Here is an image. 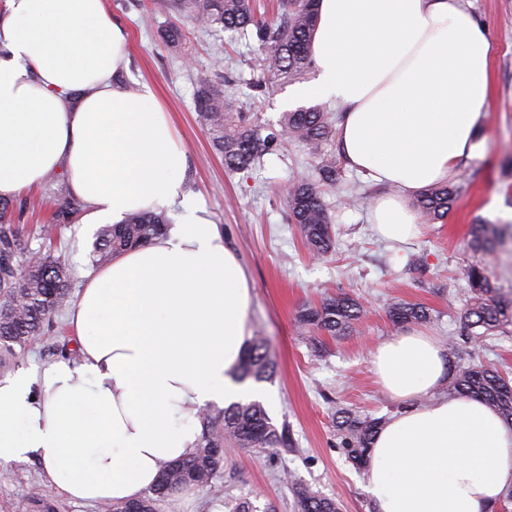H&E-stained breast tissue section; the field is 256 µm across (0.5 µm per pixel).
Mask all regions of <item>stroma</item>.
<instances>
[{
  "label": "stroma",
  "mask_w": 512,
  "mask_h": 512,
  "mask_svg": "<svg viewBox=\"0 0 512 512\" xmlns=\"http://www.w3.org/2000/svg\"><path fill=\"white\" fill-rule=\"evenodd\" d=\"M494 43V89L484 107L481 130L484 152L461 163L454 180L460 195L448 217L420 224L419 235L405 244L381 239L369 222L372 200L382 189L353 169L336 185L324 187L322 199L336 231V248L326 258L309 257L298 230L288 220L285 194L291 181L311 172L315 163L296 142L264 156L252 169L230 173L198 121L195 96L199 78L224 76L242 109L257 113L264 127L277 128L288 97L302 81L276 85L258 97L253 68L259 56L254 37L220 28L204 32L185 18L159 11L154 0H108L115 19L129 36V59L122 80L127 85L152 83L170 112L186 147L184 183L218 224L224 243L239 257L252 292L250 322L255 334L268 339L277 372L265 387L274 396L265 409L275 426H287L295 441L290 452L235 450L224 456V470L214 488L194 492L193 512H225V496L249 500L255 512L275 506L293 512L292 484L336 499L342 512H372L365 491V472L355 468L338 449L334 411L347 406L359 413L391 417L398 400L379 385L372 354L384 341L400 334L385 314L398 302L427 306L431 318L423 331L446 339L460 335V316L468 299L462 272L475 256L467 241L471 225H512V0H461ZM184 31L181 45L163 42L171 22ZM48 184L14 198L13 219L29 232V251L60 257L69 270L73 291L83 288L93 272L89 254L95 233L77 222L57 226L52 240L33 234L38 203ZM336 292L359 298L367 309L356 333L325 338L321 353L294 326L296 311ZM67 310L56 312L45 336L17 360L16 369L36 371L60 359V348L71 340ZM44 468L38 458L14 465L0 480V512H100L55 493L32 499L43 487Z\"/></svg>",
  "instance_id": "stroma-1"
}]
</instances>
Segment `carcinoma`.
I'll list each match as a JSON object with an SVG mask.
<instances>
[{
    "mask_svg": "<svg viewBox=\"0 0 512 512\" xmlns=\"http://www.w3.org/2000/svg\"><path fill=\"white\" fill-rule=\"evenodd\" d=\"M319 0H279L276 16L257 14L254 0H157L162 10L185 13L202 29L220 26L247 33L255 30L263 57L255 64L261 76L259 92L278 82L294 81L314 65L311 42ZM200 121L210 131L215 149L229 172L249 169L261 157L279 151L295 140L315 155L311 174L299 176L288 189L286 207L291 223L298 227L311 256L320 258L335 248L330 217L321 199L320 187L338 182L344 169L332 151L323 146L333 135L331 118L319 107H301L284 112L280 130L266 132L249 112H235L224 95V84L203 78L196 93ZM54 185L52 220L65 223L83 211L84 204L69 193L65 175L52 172ZM460 187L433 185L420 193L415 207L433 222L442 221L454 206ZM13 204L0 198V371L6 372L19 353L45 335L53 314L69 301L70 282L65 264L52 254L32 261L28 239L12 220ZM168 219L162 212L129 214L121 224H104L95 234L90 257L104 266L112 257L148 243L167 232ZM502 237L494 224H474L469 232V249L480 257L494 254ZM471 302L461 314L465 338L480 344L512 326V299L498 296L488 264L477 261L464 268ZM365 315L361 302L341 292L298 310L296 321L313 334L315 350L319 336H344ZM388 317L395 326L419 324L430 318L420 303H394ZM274 363L266 339L253 337L245 347L237 379L263 382L272 379ZM448 396L477 398L492 406L512 428V381L496 370L476 362L456 364L448 374ZM339 450L357 468L365 466L374 438L385 423L383 417L362 415L339 407L335 411ZM201 433L197 448L188 457L163 467L151 494L133 502L106 504L104 512H155V502L187 486L208 487L224 470V448L261 452L288 451L293 440L287 427L277 428L264 406L257 402L234 403L216 412L199 413ZM294 512H341L340 504L308 487L293 484Z\"/></svg>",
    "mask_w": 512,
    "mask_h": 512,
    "instance_id": "1",
    "label": "carcinoma"
}]
</instances>
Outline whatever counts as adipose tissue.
<instances>
[{"instance_id":"obj_1","label":"adipose tissue","mask_w":512,"mask_h":512,"mask_svg":"<svg viewBox=\"0 0 512 512\" xmlns=\"http://www.w3.org/2000/svg\"><path fill=\"white\" fill-rule=\"evenodd\" d=\"M317 78L343 110L339 150L388 191L372 221L415 236L412 195L478 156L495 46L459 0H320ZM128 37L106 0H0V197L65 169L83 223L174 207L151 244L113 257L71 315L77 359L0 381V465L37 456L45 484L83 504L142 497L196 448L199 413L245 393L235 373L251 290L218 225L184 192L185 147L154 86L119 81ZM375 374L409 401L366 469L377 512H494L512 488V430L473 398L419 397L448 380L442 345L412 330L379 346Z\"/></svg>"}]
</instances>
